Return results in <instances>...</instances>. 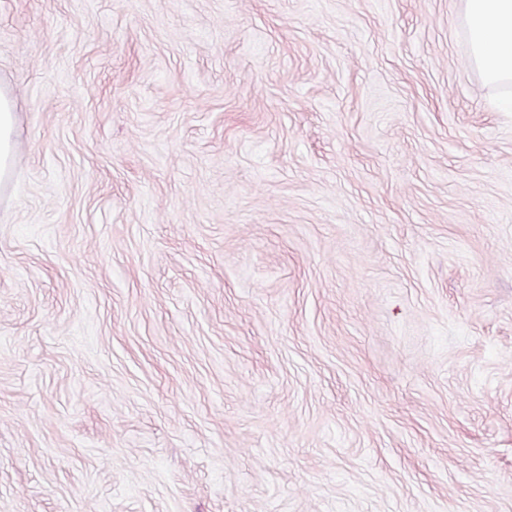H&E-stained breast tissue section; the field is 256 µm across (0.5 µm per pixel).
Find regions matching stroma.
Returning a JSON list of instances; mask_svg holds the SVG:
<instances>
[{
	"mask_svg": "<svg viewBox=\"0 0 512 512\" xmlns=\"http://www.w3.org/2000/svg\"><path fill=\"white\" fill-rule=\"evenodd\" d=\"M462 0H0V512H512V112ZM15 101L0 91V182L14 164Z\"/></svg>",
	"mask_w": 512,
	"mask_h": 512,
	"instance_id": "stroma-1",
	"label": "stroma"
}]
</instances>
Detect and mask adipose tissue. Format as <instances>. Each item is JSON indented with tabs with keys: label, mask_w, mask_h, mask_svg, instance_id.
Masks as SVG:
<instances>
[{
	"label": "adipose tissue",
	"mask_w": 512,
	"mask_h": 512,
	"mask_svg": "<svg viewBox=\"0 0 512 512\" xmlns=\"http://www.w3.org/2000/svg\"><path fill=\"white\" fill-rule=\"evenodd\" d=\"M471 63L491 84L512 82V0H463Z\"/></svg>",
	"instance_id": "ef3b65f1"
}]
</instances>
